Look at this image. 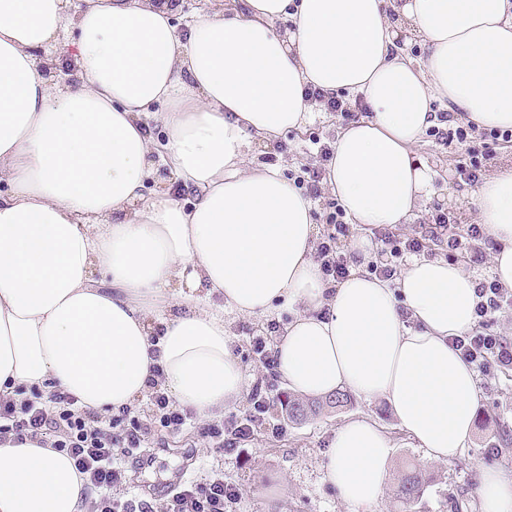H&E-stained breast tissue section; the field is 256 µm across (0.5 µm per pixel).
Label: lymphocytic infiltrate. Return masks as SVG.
I'll use <instances>...</instances> for the list:
<instances>
[{
    "mask_svg": "<svg viewBox=\"0 0 512 512\" xmlns=\"http://www.w3.org/2000/svg\"><path fill=\"white\" fill-rule=\"evenodd\" d=\"M429 133L468 147L467 162L455 172V179L462 186L478 184L496 147L512 142V130H481L472 124H456L447 112L439 113L438 124ZM327 222L331 230L320 238L316 259L324 279L338 283L350 272L351 258L342 249L349 225L339 207L329 213ZM426 233L422 239L389 230L379 232V247L368 264L369 272L381 279H392L404 258L424 253L429 240L446 244L449 259L463 258L476 268L484 265L490 241L481 225L470 224L464 230H456L447 210L439 208ZM475 283L479 298L476 324L465 335L451 338L450 343L466 361L488 375L512 366V341L495 328L497 314L503 308H512V289L482 275L476 276ZM150 389L151 418L142 419L125 410L104 419L79 408L76 397L64 391L37 386L18 388L16 397L0 398V443L20 444L43 436L49 439L51 448L68 454L84 481L86 512H158L149 501H121L112 495L114 488L127 482V461L143 457L145 441L152 431L181 430L193 417L190 410L176 405L158 382H151ZM269 404V391H255L248 413L205 424L201 434L212 448L227 454L237 452L242 444L251 441L255 428L263 424ZM240 497L237 486L216 477L167 490L159 512H224L225 504Z\"/></svg>",
    "mask_w": 512,
    "mask_h": 512,
    "instance_id": "f902f5d3",
    "label": "lymphocytic infiltrate"
}]
</instances>
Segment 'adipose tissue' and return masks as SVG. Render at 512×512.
<instances>
[{
    "label": "adipose tissue",
    "mask_w": 512,
    "mask_h": 512,
    "mask_svg": "<svg viewBox=\"0 0 512 512\" xmlns=\"http://www.w3.org/2000/svg\"><path fill=\"white\" fill-rule=\"evenodd\" d=\"M208 2L181 33L177 0H0V396L49 384L116 414L158 367L177 403L218 417L245 390L225 312L287 311L284 387L383 400L430 462L456 460L478 384L448 340L475 324L474 276L415 259L392 281L358 264L328 283L310 201L252 146L323 111L308 89L363 96L372 115L336 131L324 184L365 252L367 228L409 223L430 196L414 149L434 102L512 129V0ZM66 32L75 77L56 81L40 52ZM161 165L173 186L147 196ZM473 201L512 289V164ZM392 448L370 417L338 426L326 478L350 512L377 506ZM83 489L68 455L0 444V512H85ZM478 493L480 512H512V470H481Z\"/></svg>",
    "instance_id": "ef3b65f1"
}]
</instances>
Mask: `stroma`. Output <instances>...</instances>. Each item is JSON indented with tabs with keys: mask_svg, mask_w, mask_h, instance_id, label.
I'll list each match as a JSON object with an SVG mask.
<instances>
[{
	"mask_svg": "<svg viewBox=\"0 0 512 512\" xmlns=\"http://www.w3.org/2000/svg\"><path fill=\"white\" fill-rule=\"evenodd\" d=\"M343 120L335 113L316 119L304 129L290 131L279 143L258 147L260 160L278 166L281 172L303 175L320 168L318 142L330 141ZM416 156L433 173L429 200L411 223L396 226L398 234L419 236L421 227L430 223L436 206H443L465 221L471 217L473 189L457 185L455 170L467 160L464 147L443 144L423 136L415 148ZM233 336V351L248 378V389L277 383L276 371L262 368L249 357L250 336L266 332L271 322L287 323L288 313L274 319L243 318L225 314ZM477 422L463 454L448 465L423 463L424 452L395 428L388 405L380 400L352 396L346 407L329 409L301 424L288 422L281 410L288 398L279 390L270 403L269 425L257 428L252 440L241 448L239 458H231L210 448L200 435L203 418L181 432L153 436L149 445L152 460L145 467L130 468V483L124 497H140L162 506V495L175 476L185 482L202 483L223 476L225 483L238 486L241 498L228 504L227 512H348L336 488L323 478L327 449L337 426L348 416L371 417L389 430L393 441L392 476L382 494L376 512H401L394 490L407 465L420 467L426 490L417 512H478L477 475L480 468H512V367L478 379ZM283 424L281 432H272V424Z\"/></svg>",
	"mask_w": 512,
	"mask_h": 512,
	"instance_id": "1",
	"label": "stroma"
}]
</instances>
